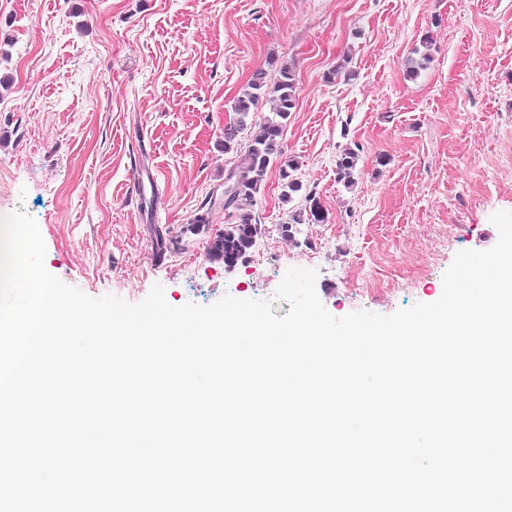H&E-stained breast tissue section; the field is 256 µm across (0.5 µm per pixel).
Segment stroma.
<instances>
[{"mask_svg": "<svg viewBox=\"0 0 512 512\" xmlns=\"http://www.w3.org/2000/svg\"><path fill=\"white\" fill-rule=\"evenodd\" d=\"M346 56L351 79L333 72ZM275 61L295 71L282 145L304 192L283 204L270 169L257 243L228 269L207 257L238 162L224 126ZM353 144L348 189L336 159ZM138 166L157 181L143 217ZM309 191L326 223L285 237ZM206 203L208 227L189 232ZM17 210L38 224L46 269L92 297L134 304L158 283L175 306L229 295L281 317L275 291L307 262L337 317L436 301L456 253L492 248L491 215L512 211V0H0V215ZM155 227L179 242L161 260ZM360 148L358 145L353 147L346 146L336 162V176L339 182H342L348 189L352 188L356 181L355 175L359 163Z\"/></svg>", "mask_w": 512, "mask_h": 512, "instance_id": "35a3bbf8", "label": "stroma"}]
</instances>
